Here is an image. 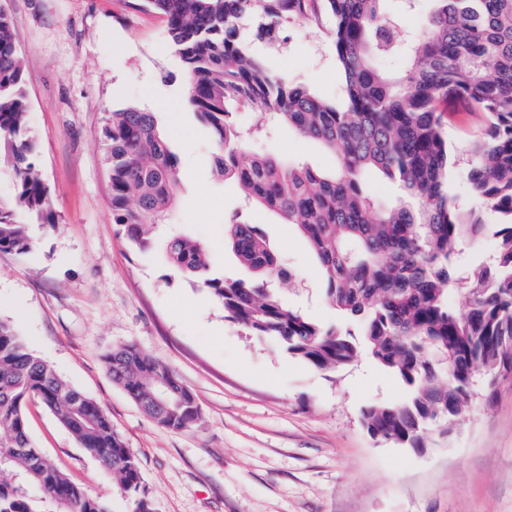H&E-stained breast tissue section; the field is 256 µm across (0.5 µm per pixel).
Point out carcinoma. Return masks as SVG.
Segmentation results:
<instances>
[{
  "label": "carcinoma",
  "mask_w": 512,
  "mask_h": 512,
  "mask_svg": "<svg viewBox=\"0 0 512 512\" xmlns=\"http://www.w3.org/2000/svg\"><path fill=\"white\" fill-rule=\"evenodd\" d=\"M167 20L170 44L188 75V102L210 126L218 177L238 183L245 199L295 226L325 281V298L349 328L324 326L280 302L270 285L291 282L263 229L234 216L224 240L248 276H209L205 247L176 236L170 260L199 280L224 317L322 371L355 362L360 352L400 379L408 397L362 410L378 442L425 448L430 429L450 431L471 409L473 381L487 377L486 400L500 376L512 378V0H432L418 42L403 35V17L417 0H146ZM332 22L331 39L344 85L336 104L276 75L239 40L237 24L257 19L255 39L283 40L295 20ZM405 60L399 71L381 59ZM23 59L0 10V157L14 170V193L0 201V251L31 248L28 226L54 224L47 188L23 138L28 106ZM453 102L484 116L471 142L466 179L483 207L507 222L493 232L494 261L470 276L452 274L459 240L484 235L487 224L463 213L445 190L451 156L436 105ZM258 114L255 131L272 122L331 151L334 172L282 163L248 147L235 111ZM112 216L126 239L151 245V229L168 215L180 183L175 154L155 113L128 106L103 130ZM378 171L404 195L377 200L363 177ZM456 290L467 306L449 302ZM115 383L158 426L183 431L199 418L194 393L173 369L133 347L105 355ZM180 404L163 407L160 390ZM41 402L82 448L107 470L127 512H154L141 486L139 462L103 407L71 387L0 321V512H110L105 499L73 481L44 454L37 457L26 407Z\"/></svg>",
  "instance_id": "obj_1"
}]
</instances>
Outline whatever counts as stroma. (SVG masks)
Wrapping results in <instances>:
<instances>
[{
  "instance_id": "1",
  "label": "stroma",
  "mask_w": 512,
  "mask_h": 512,
  "mask_svg": "<svg viewBox=\"0 0 512 512\" xmlns=\"http://www.w3.org/2000/svg\"><path fill=\"white\" fill-rule=\"evenodd\" d=\"M25 57L22 83L35 166L48 188L52 225H31L24 254L0 252V320L73 387L99 402L135 452L157 512H512V381L493 405L470 414L428 448L373 440L361 423L369 404L400 401L405 385L370 358L318 370L225 319L201 282L169 262L166 242L201 241L209 275L245 272L224 245L240 215L266 231L295 273L283 302L324 324L340 323L306 241L217 178V147L187 103L183 64L165 18L145 0H0ZM244 45L288 82L333 101L342 78L329 28L290 24L286 41L260 42L251 21ZM137 104L154 112L181 171L168 221L142 250L112 219L102 131L111 113ZM456 163L448 193L464 212L480 209L464 179L467 148L484 119L444 110ZM251 150L320 170L334 157L288 128L252 140ZM133 345L168 364L196 396L189 429L159 427L113 382L104 362ZM33 443L72 479L126 512L111 474L40 402L26 410Z\"/></svg>"
}]
</instances>
